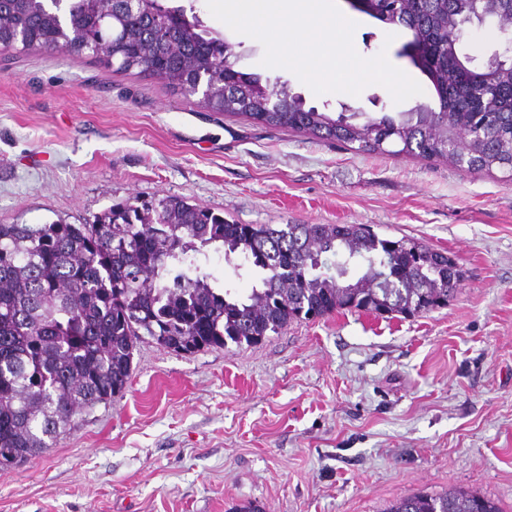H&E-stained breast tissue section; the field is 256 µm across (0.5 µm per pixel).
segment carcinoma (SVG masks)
Masks as SVG:
<instances>
[{
    "mask_svg": "<svg viewBox=\"0 0 512 512\" xmlns=\"http://www.w3.org/2000/svg\"><path fill=\"white\" fill-rule=\"evenodd\" d=\"M123 14L118 38L91 30L93 16L114 10V0H70L60 10L49 0H0V42L18 32L34 48L57 45L60 18L69 55L81 44H102L96 61L156 77L185 93L207 73L202 104L213 112L244 115L272 129H290L343 143L361 154L385 152L458 165L468 172H512V88L507 65L468 85L448 63V39L461 0H399L397 23L421 30L432 52L422 71L445 112L426 104L398 117L384 114L355 124L357 116L299 105L300 96L276 87L277 106L245 98L255 73L224 69L234 45L213 35L182 6L142 0ZM169 15L155 24V13ZM224 250L261 269L260 287L245 296L214 288L199 256ZM336 274L315 269L325 254ZM455 259L413 238L379 237L363 224H231L214 211L166 197L140 206H111L91 224H0V469L39 456L76 416L122 392L132 374L137 340L149 336L176 353L254 346L288 324L333 312L412 317L448 305ZM389 512H500L492 499L461 487L396 499Z\"/></svg>",
    "mask_w": 512,
    "mask_h": 512,
    "instance_id": "carcinoma-1",
    "label": "carcinoma"
}]
</instances>
